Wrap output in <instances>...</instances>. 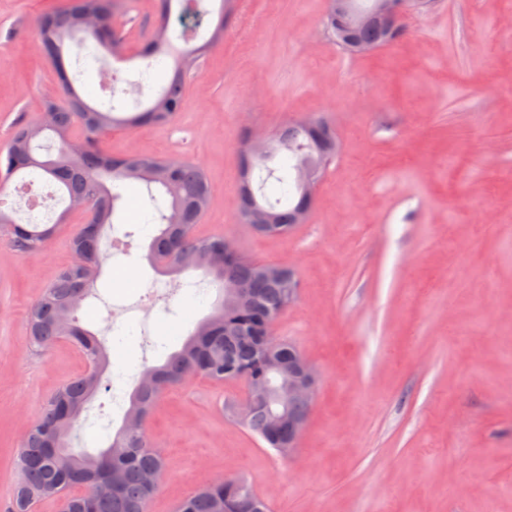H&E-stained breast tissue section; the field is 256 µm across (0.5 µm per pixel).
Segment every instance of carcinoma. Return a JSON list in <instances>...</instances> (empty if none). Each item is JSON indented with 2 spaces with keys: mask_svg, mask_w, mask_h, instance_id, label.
I'll return each instance as SVG.
<instances>
[{
  "mask_svg": "<svg viewBox=\"0 0 512 512\" xmlns=\"http://www.w3.org/2000/svg\"><path fill=\"white\" fill-rule=\"evenodd\" d=\"M217 2L214 10L210 0H158L154 36L136 54L142 59H172L171 76L146 106L129 114L112 106L97 107L96 93L77 89L67 69L71 43L84 48L92 42L95 61L101 52L115 58L130 50L119 23L121 0H67L62 8L44 12L35 21L36 48L57 71L64 99L46 103L38 119L15 127L0 148V184L17 178L27 188L37 181H50L66 204L64 212L84 203L92 209V223L82 225L72 237L76 260L40 290L28 316L32 347L43 348L58 336H69L81 348L87 369L46 401L39 420L28 430L17 460L10 512H31L36 502L51 497L66 502V512H146L165 460L151 450L144 422L161 395L193 376L222 382L230 378V368L248 373L255 384L270 378L263 347L266 312L288 308V278L264 273L263 264L238 251L226 252L227 239L222 236L202 239L194 235L211 195L199 166L137 152L113 155L102 146V135L114 127L169 123L179 115L188 76L221 42L224 24L238 4V0ZM213 14L217 22L210 37L201 42L202 21ZM173 18L181 23L176 34L170 29ZM352 36L365 45L384 39L373 22L354 28ZM276 148L295 159L291 178L276 177L272 170L267 177L281 184L293 182L296 201L280 209L253 194V209L240 216L261 233L283 235L296 211L305 205L298 186L299 168L325 165L336 156V149L323 148L311 129L299 124L278 137ZM126 181L141 182L164 199L161 207L156 196H151L154 212L149 223L157 225L151 257L171 254L176 261L165 269H193L212 278L218 285V298L211 314L196 324L179 350L163 364L143 371L130 396L123 426L106 448L90 454L75 450L71 439L87 403L103 385L106 356L94 334L81 325L77 311L85 290L98 279L101 240L112 224L121 199L119 188ZM57 227L56 223L26 224L0 201V240L20 254L43 253ZM312 404L311 399H288V417L308 415ZM280 415L269 399L258 403L242 424L277 450L288 445V422ZM247 489L244 480L227 477L184 498L177 512H268L258 501L250 508Z\"/></svg>",
  "mask_w": 512,
  "mask_h": 512,
  "instance_id": "obj_1",
  "label": "carcinoma"
}]
</instances>
